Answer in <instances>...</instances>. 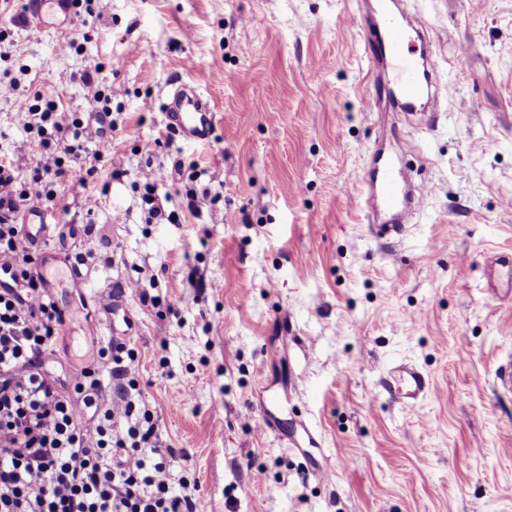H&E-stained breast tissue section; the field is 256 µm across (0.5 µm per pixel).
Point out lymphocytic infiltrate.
<instances>
[{
	"mask_svg": "<svg viewBox=\"0 0 512 512\" xmlns=\"http://www.w3.org/2000/svg\"><path fill=\"white\" fill-rule=\"evenodd\" d=\"M20 105L42 139L27 181H17L13 156L0 157V512H196L194 495L174 491L176 453L161 444L125 341H109L96 368L71 381L42 366L64 313L33 271L17 221L56 201L58 179L92 200L106 151L101 130L42 93Z\"/></svg>",
	"mask_w": 512,
	"mask_h": 512,
	"instance_id": "lymphocytic-infiltrate-1",
	"label": "lymphocytic infiltrate"
}]
</instances>
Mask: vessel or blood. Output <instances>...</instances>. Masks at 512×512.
Masks as SVG:
<instances>
[{"instance_id":"vessel-or-blood-1","label":"vessel or blood","mask_w":512,"mask_h":512,"mask_svg":"<svg viewBox=\"0 0 512 512\" xmlns=\"http://www.w3.org/2000/svg\"><path fill=\"white\" fill-rule=\"evenodd\" d=\"M371 55L373 68L393 85L395 111L434 112L441 94L436 81L441 60L417 17L408 14L400 20L384 17L383 34ZM167 119L184 139L205 143L210 139L215 114L202 94L185 86L174 92ZM422 204V194L403 182L387 161L374 169L361 206L369 212L393 216V223L384 225L383 231L399 234L404 230L403 220ZM23 238L31 246H40L49 240L50 226L41 208L33 207L25 213ZM387 386L397 401L409 407L417 406L432 390L426 374L404 364L390 371Z\"/></svg>"}]
</instances>
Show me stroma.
Returning <instances> with one entry per match:
<instances>
[{"mask_svg": "<svg viewBox=\"0 0 512 512\" xmlns=\"http://www.w3.org/2000/svg\"><path fill=\"white\" fill-rule=\"evenodd\" d=\"M27 2L0 0V79L94 126L75 77L100 66L116 124L101 173H122L93 209L48 212L57 254L36 270L69 320L45 370L73 375L125 329L198 512H512L496 381L512 292L490 300L488 272L512 250V0H403L450 88L431 131L388 111L386 84L364 90L365 30L390 0H93L82 23L32 21ZM185 85L216 110L209 142L168 123ZM26 122L0 97V153ZM398 138L429 191L405 232L376 236L357 200ZM13 157L27 180L37 149ZM149 168L179 223H147ZM108 286L132 328L91 304ZM402 363L433 385L413 408L383 385Z\"/></svg>", "mask_w": 512, "mask_h": 512, "instance_id": "obj_1", "label": "stroma"}]
</instances>
